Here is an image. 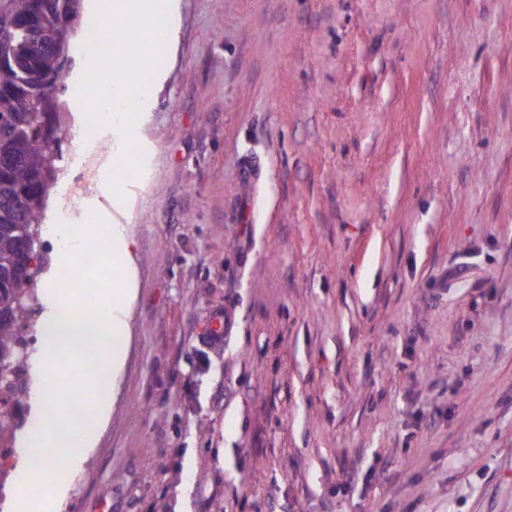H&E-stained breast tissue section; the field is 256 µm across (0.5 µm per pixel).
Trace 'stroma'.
Here are the masks:
<instances>
[{"label":"stroma","mask_w":512,"mask_h":512,"mask_svg":"<svg viewBox=\"0 0 512 512\" xmlns=\"http://www.w3.org/2000/svg\"><path fill=\"white\" fill-rule=\"evenodd\" d=\"M160 65L61 512H512V0H174Z\"/></svg>","instance_id":"1"}]
</instances>
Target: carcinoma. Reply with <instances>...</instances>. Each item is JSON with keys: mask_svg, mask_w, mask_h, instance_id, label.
Here are the masks:
<instances>
[{"mask_svg": "<svg viewBox=\"0 0 512 512\" xmlns=\"http://www.w3.org/2000/svg\"><path fill=\"white\" fill-rule=\"evenodd\" d=\"M90 31L83 0H0V388L25 405L30 379L26 331L41 309V234L63 160L69 113L61 100L71 48ZM23 421L0 420V447L14 446Z\"/></svg>", "mask_w": 512, "mask_h": 512, "instance_id": "1", "label": "carcinoma"}]
</instances>
